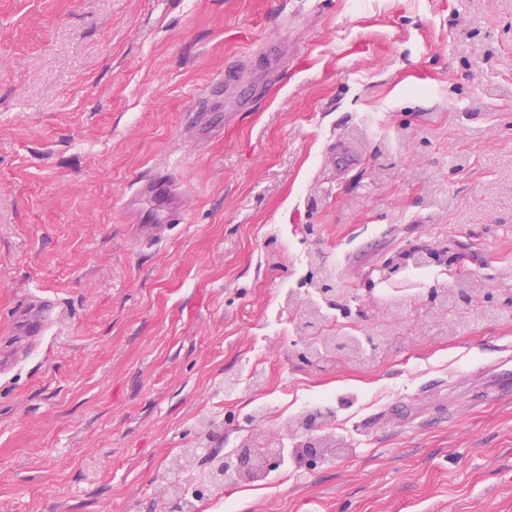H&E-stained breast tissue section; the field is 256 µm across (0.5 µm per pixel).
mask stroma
I'll use <instances>...</instances> for the list:
<instances>
[{
  "instance_id": "obj_1",
  "label": "stroma",
  "mask_w": 512,
  "mask_h": 512,
  "mask_svg": "<svg viewBox=\"0 0 512 512\" xmlns=\"http://www.w3.org/2000/svg\"><path fill=\"white\" fill-rule=\"evenodd\" d=\"M187 196L167 238L123 212L141 177ZM439 244L512 289V0H0V512H167L172 459L215 421L237 447L258 364L286 435L337 397L339 458L228 481L237 512H512V317L441 337L425 273L393 321L374 269ZM319 247L407 344L321 370L273 333ZM55 305V299L44 291L29 295L15 311L12 333L38 344L52 327Z\"/></svg>"
}]
</instances>
